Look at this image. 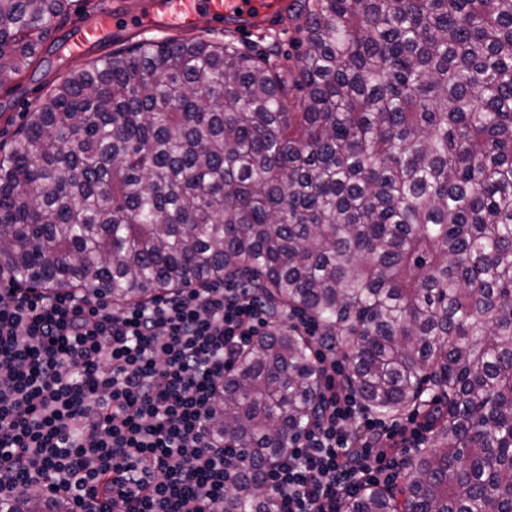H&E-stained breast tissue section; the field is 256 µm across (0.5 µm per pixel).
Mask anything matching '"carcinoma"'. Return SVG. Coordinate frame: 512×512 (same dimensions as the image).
<instances>
[{
    "label": "carcinoma",
    "instance_id": "obj_1",
    "mask_svg": "<svg viewBox=\"0 0 512 512\" xmlns=\"http://www.w3.org/2000/svg\"><path fill=\"white\" fill-rule=\"evenodd\" d=\"M66 3L0 0V89ZM288 19L289 75L274 46L199 37L57 77L0 147V283L122 306L250 278L323 328L368 409L430 423L401 494L346 512H512V0H296ZM320 386L316 342L279 319L241 355L209 426L244 459L224 512H273L262 470Z\"/></svg>",
    "mask_w": 512,
    "mask_h": 512
}]
</instances>
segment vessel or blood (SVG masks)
<instances>
[{"instance_id":"vessel-or-blood-1","label":"vessel or blood","mask_w":512,"mask_h":512,"mask_svg":"<svg viewBox=\"0 0 512 512\" xmlns=\"http://www.w3.org/2000/svg\"><path fill=\"white\" fill-rule=\"evenodd\" d=\"M203 15L233 24L259 20L272 25L279 20L281 11L272 0H150L146 9L134 13L118 12L101 4L92 19L73 25L68 51L71 57H82L111 33L127 27L191 32Z\"/></svg>"}]
</instances>
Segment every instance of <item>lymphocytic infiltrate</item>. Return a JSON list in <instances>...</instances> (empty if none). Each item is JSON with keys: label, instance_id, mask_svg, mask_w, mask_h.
Masks as SVG:
<instances>
[{"label": "lymphocytic infiltrate", "instance_id": "lymphocytic-infiltrate-1", "mask_svg": "<svg viewBox=\"0 0 512 512\" xmlns=\"http://www.w3.org/2000/svg\"><path fill=\"white\" fill-rule=\"evenodd\" d=\"M249 283L184 288L115 307L79 291L0 292V506L35 494L68 512H224L240 477L208 416L240 353L271 331ZM318 409L263 470L273 512H343L394 487L426 421L371 413L320 353ZM363 428L351 439L349 423Z\"/></svg>", "mask_w": 512, "mask_h": 512}]
</instances>
